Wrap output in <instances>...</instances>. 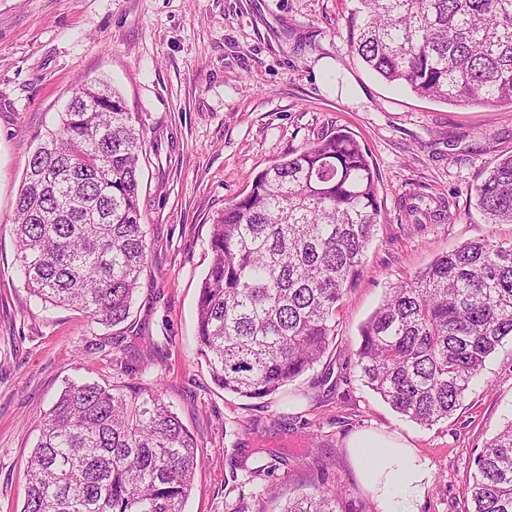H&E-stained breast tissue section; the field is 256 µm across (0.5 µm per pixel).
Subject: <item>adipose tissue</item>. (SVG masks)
Here are the masks:
<instances>
[{
	"label": "adipose tissue",
	"mask_w": 512,
	"mask_h": 512,
	"mask_svg": "<svg viewBox=\"0 0 512 512\" xmlns=\"http://www.w3.org/2000/svg\"><path fill=\"white\" fill-rule=\"evenodd\" d=\"M349 446L380 451L374 465L362 468L377 512H419V505L431 482V469L426 460L403 439L372 431L354 435Z\"/></svg>",
	"instance_id": "adipose-tissue-1"
}]
</instances>
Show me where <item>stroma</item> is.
Instances as JSON below:
<instances>
[{"label":"stroma","mask_w":512,"mask_h":512,"mask_svg":"<svg viewBox=\"0 0 512 512\" xmlns=\"http://www.w3.org/2000/svg\"><path fill=\"white\" fill-rule=\"evenodd\" d=\"M354 0H0V512H21L24 468L66 386L159 394L198 441L185 512H281L327 482L375 512L348 441L400 435L432 482L420 512H467L473 459L512 421V342L448 420L423 426L362 379L360 330L389 288L462 244L512 241L474 187L512 153V105L455 106L380 79L353 54ZM332 60L335 76L320 64ZM84 79L118 89L145 134L139 205L149 253L127 322L42 308L17 275L8 222L39 136ZM346 129L365 147L382 212L324 357L279 392H224L196 353L213 217L289 151ZM445 206L412 223L405 207Z\"/></svg>","instance_id":"1"}]
</instances>
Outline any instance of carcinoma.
<instances>
[{"label":"carcinoma","instance_id":"carcinoma-1","mask_svg":"<svg viewBox=\"0 0 512 512\" xmlns=\"http://www.w3.org/2000/svg\"><path fill=\"white\" fill-rule=\"evenodd\" d=\"M353 53L390 83L454 105H512V0H356ZM33 150L11 220L17 261L43 304L125 321L148 256L139 207L144 138L100 80ZM489 224H512V154L475 187ZM381 213L373 169L339 129L257 173L212 221L197 353L216 385L263 398L326 353L363 274ZM512 338V242L470 241L390 289L361 327L366 384L420 425L445 421ZM198 443L157 395L70 385L44 415L22 512H184ZM467 512H512V422L474 458ZM284 512H358L315 485Z\"/></svg>","mask_w":512,"mask_h":512}]
</instances>
